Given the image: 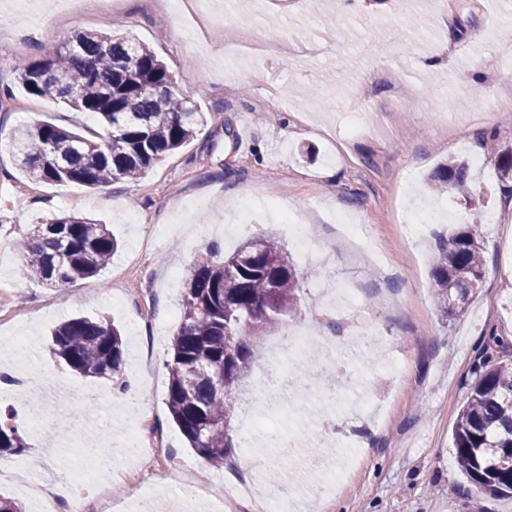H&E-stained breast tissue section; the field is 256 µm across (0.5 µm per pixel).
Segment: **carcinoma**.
Returning a JSON list of instances; mask_svg holds the SVG:
<instances>
[{
    "label": "carcinoma",
    "instance_id": "1",
    "mask_svg": "<svg viewBox=\"0 0 512 512\" xmlns=\"http://www.w3.org/2000/svg\"><path fill=\"white\" fill-rule=\"evenodd\" d=\"M17 80L36 97H53L70 112L100 118L101 130L36 122L15 134L20 165L33 180L88 188L135 181L189 143L204 121L183 96L174 74L132 34L79 31L49 54L19 61ZM35 89H30V86ZM434 185L474 201L469 168L460 160L438 167ZM21 273L56 288L96 276L118 248L106 225L62 215L17 245ZM434 295L440 311L468 306L484 279L480 240L461 227L441 234L433 256ZM275 239L257 234L225 254L212 244L187 270L180 320L171 341L167 407L190 448L209 462L232 453L237 390L261 343L300 315L302 283ZM51 350L71 371L120 377L124 342L107 319L74 317L52 332ZM224 375L219 384L213 371ZM459 471L481 495L512 497V360L483 354L452 430ZM28 444L13 416L0 412V453Z\"/></svg>",
    "mask_w": 512,
    "mask_h": 512
}]
</instances>
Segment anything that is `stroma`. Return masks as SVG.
<instances>
[{
    "label": "stroma",
    "instance_id": "obj_1",
    "mask_svg": "<svg viewBox=\"0 0 512 512\" xmlns=\"http://www.w3.org/2000/svg\"><path fill=\"white\" fill-rule=\"evenodd\" d=\"M0 11V343L10 342L19 364L35 361L41 399L84 395L76 415L43 439H29L20 459L44 468L84 467L80 441L96 432L97 415L121 404L108 378L69 370L49 350L51 330L73 316L113 320L124 335L123 378L139 379L148 408L147 436H162L179 460L216 473L206 493H224V477H241L243 456L261 490L301 495L328 484L347 468L342 490L326 505L299 512H467L470 485L455 470L451 432L466 401L467 383L494 337L512 358V183L500 181L485 133L512 149V7L501 0H206L182 12L152 8L148 0H115L110 16L42 17L40 0H15ZM28 27L33 39L10 38ZM133 33L172 70L181 91L206 120L194 139L165 157L139 181L98 189L42 183L20 169L14 146L19 126L61 123L67 110L49 97L29 95L12 69L45 55L74 30ZM482 40H474V33ZM482 157L470 182L483 207L466 209L450 194L432 195L428 175L447 159ZM302 216L317 253L303 283L301 324L334 320L347 340L371 326L403 364L399 379L369 381L364 394L386 406L378 425L330 408L299 412L295 459L281 460L265 435L245 447L234 431L233 455L209 463L188 445L166 404L171 340L187 269L211 242H223L236 203L252 199L247 234L282 237L267 220L266 197ZM445 208L448 223L465 220L484 248L485 278L465 313L443 318L433 299L425 239L403 232L409 216ZM497 223H486L489 213ZM76 213L104 223L120 247L110 264L67 289L22 276L17 238L34 225ZM363 225L367 248L346 246L333 215ZM386 253L392 275L379 281L371 249ZM355 284L360 300L340 311L327 307L317 283ZM315 329V327H314ZM315 345H326L315 329ZM336 427L337 445L316 446L314 434ZM363 453L345 466L338 445ZM10 454L0 466L13 465Z\"/></svg>",
    "mask_w": 512,
    "mask_h": 512
}]
</instances>
